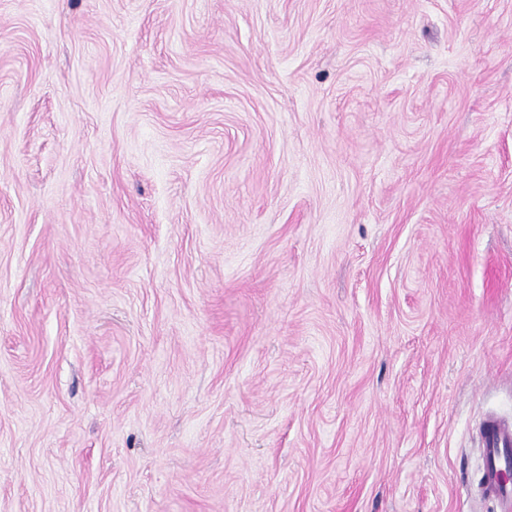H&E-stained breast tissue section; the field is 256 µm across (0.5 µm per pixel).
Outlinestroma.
Wrapping results in <instances>:
<instances>
[{
	"label": "stroma",
	"instance_id": "obj_1",
	"mask_svg": "<svg viewBox=\"0 0 512 512\" xmlns=\"http://www.w3.org/2000/svg\"><path fill=\"white\" fill-rule=\"evenodd\" d=\"M512 0H0V512H499ZM479 435L485 458L479 492L482 497L496 501L500 512H510L512 484L507 474L512 466V423L490 415L482 422Z\"/></svg>",
	"mask_w": 512,
	"mask_h": 512
}]
</instances>
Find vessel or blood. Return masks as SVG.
Returning a JSON list of instances; mask_svg holds the SVG:
<instances>
[{
    "instance_id": "obj_1",
    "label": "vessel or blood",
    "mask_w": 512,
    "mask_h": 512,
    "mask_svg": "<svg viewBox=\"0 0 512 512\" xmlns=\"http://www.w3.org/2000/svg\"><path fill=\"white\" fill-rule=\"evenodd\" d=\"M480 445L485 458L479 492L496 501L501 512H512V423L488 416L480 426Z\"/></svg>"
}]
</instances>
